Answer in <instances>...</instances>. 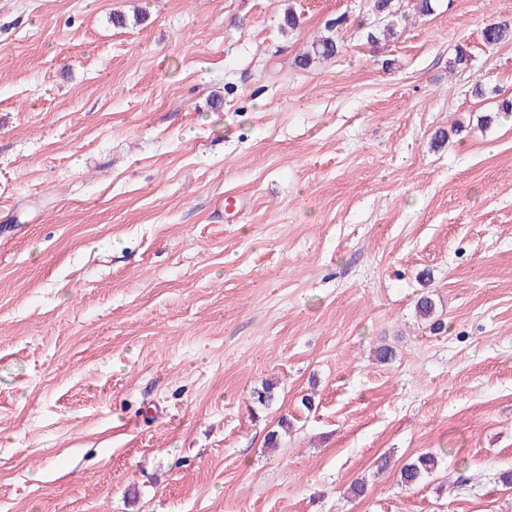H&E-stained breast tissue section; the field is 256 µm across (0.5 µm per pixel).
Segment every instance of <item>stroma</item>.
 I'll list each match as a JSON object with an SVG mask.
<instances>
[{
    "instance_id": "obj_1",
    "label": "stroma",
    "mask_w": 512,
    "mask_h": 512,
    "mask_svg": "<svg viewBox=\"0 0 512 512\" xmlns=\"http://www.w3.org/2000/svg\"><path fill=\"white\" fill-rule=\"evenodd\" d=\"M393 10L0 0V512H512V0ZM339 41L333 33L323 36L312 44V52L300 58V66L307 67L310 62L319 58H328L336 55L339 51ZM436 465L435 456L430 454L419 456L401 469V483L408 487L419 485L426 475L432 473Z\"/></svg>"
}]
</instances>
